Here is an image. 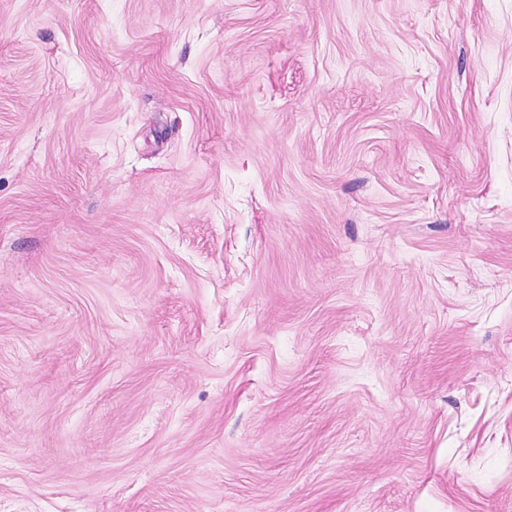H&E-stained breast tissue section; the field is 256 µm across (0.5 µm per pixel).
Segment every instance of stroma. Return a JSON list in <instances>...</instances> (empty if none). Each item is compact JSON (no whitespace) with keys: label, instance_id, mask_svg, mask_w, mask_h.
<instances>
[{"label":"stroma","instance_id":"35a3bbf8","mask_svg":"<svg viewBox=\"0 0 512 512\" xmlns=\"http://www.w3.org/2000/svg\"><path fill=\"white\" fill-rule=\"evenodd\" d=\"M0 512H512V0H0Z\"/></svg>","mask_w":512,"mask_h":512}]
</instances>
